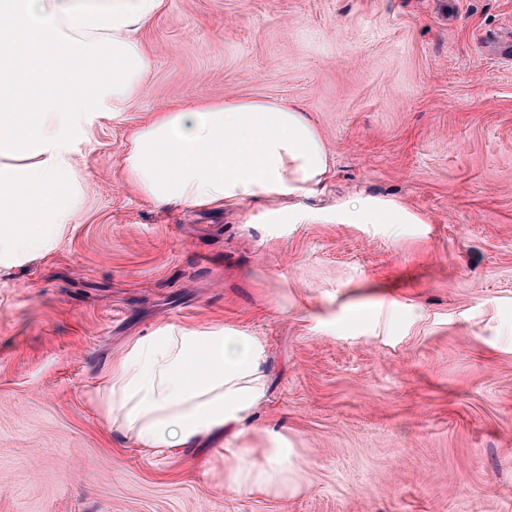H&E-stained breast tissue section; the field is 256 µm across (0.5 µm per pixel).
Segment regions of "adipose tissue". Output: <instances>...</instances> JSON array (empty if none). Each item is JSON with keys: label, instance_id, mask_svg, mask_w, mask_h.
Wrapping results in <instances>:
<instances>
[{"label": "adipose tissue", "instance_id": "adipose-tissue-1", "mask_svg": "<svg viewBox=\"0 0 512 512\" xmlns=\"http://www.w3.org/2000/svg\"><path fill=\"white\" fill-rule=\"evenodd\" d=\"M167 0H0V268L55 250L85 208L74 145L91 105L123 111L148 71L141 33ZM111 70H104L105 61ZM128 185L160 207L219 208L302 196L328 171L324 142L288 101L202 100L155 112L126 135ZM265 349L221 324L163 321L131 338L93 401L110 430L151 454L223 447L265 398ZM286 448L238 459L250 493L288 489Z\"/></svg>", "mask_w": 512, "mask_h": 512}]
</instances>
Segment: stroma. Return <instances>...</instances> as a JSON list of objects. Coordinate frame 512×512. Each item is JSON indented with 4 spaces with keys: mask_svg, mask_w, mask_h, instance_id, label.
Segmentation results:
<instances>
[{
    "mask_svg": "<svg viewBox=\"0 0 512 512\" xmlns=\"http://www.w3.org/2000/svg\"><path fill=\"white\" fill-rule=\"evenodd\" d=\"M512 0H167L147 86L90 112L87 203L56 249L0 270V512H512ZM282 98L317 129V193L157 208L125 136L200 99ZM365 198L409 224H354ZM163 320L265 344L267 395L224 445L293 450L257 496L210 449L154 455L91 397Z\"/></svg>",
    "mask_w": 512,
    "mask_h": 512,
    "instance_id": "stroma-1",
    "label": "stroma"
}]
</instances>
